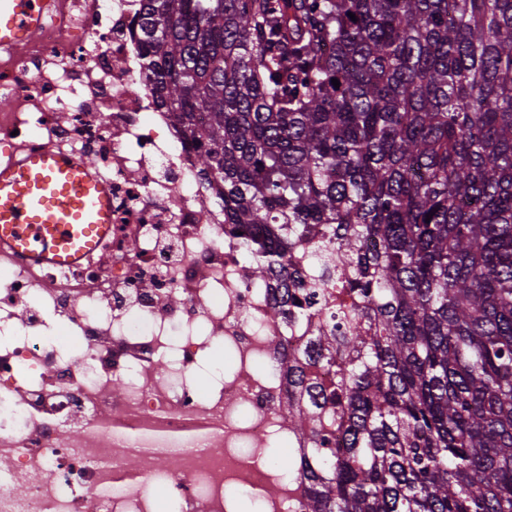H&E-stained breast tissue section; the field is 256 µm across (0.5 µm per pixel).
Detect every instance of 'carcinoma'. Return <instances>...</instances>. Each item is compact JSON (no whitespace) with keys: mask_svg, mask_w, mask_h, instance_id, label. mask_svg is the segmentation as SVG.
I'll use <instances>...</instances> for the list:
<instances>
[{"mask_svg":"<svg viewBox=\"0 0 512 512\" xmlns=\"http://www.w3.org/2000/svg\"><path fill=\"white\" fill-rule=\"evenodd\" d=\"M142 2L159 107L310 333L303 512H512V0Z\"/></svg>","mask_w":512,"mask_h":512,"instance_id":"carcinoma-1","label":"carcinoma"}]
</instances>
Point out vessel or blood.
Returning <instances> with one entry per match:
<instances>
[{
  "label": "vessel or blood",
  "instance_id": "obj_1",
  "mask_svg": "<svg viewBox=\"0 0 512 512\" xmlns=\"http://www.w3.org/2000/svg\"><path fill=\"white\" fill-rule=\"evenodd\" d=\"M51 5L0 0V44L26 46ZM111 227L108 187L91 160L50 150L0 165V249L32 265L70 267L90 258Z\"/></svg>",
  "mask_w": 512,
  "mask_h": 512
}]
</instances>
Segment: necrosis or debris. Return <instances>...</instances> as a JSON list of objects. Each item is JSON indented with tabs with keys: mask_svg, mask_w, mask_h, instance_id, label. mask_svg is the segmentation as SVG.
<instances>
[{
	"mask_svg": "<svg viewBox=\"0 0 512 512\" xmlns=\"http://www.w3.org/2000/svg\"><path fill=\"white\" fill-rule=\"evenodd\" d=\"M140 0H58L0 45V163L89 158L112 233L72 268L0 257V512H297L272 282L247 274L195 149L155 103ZM224 345L229 363L212 347Z\"/></svg>",
	"mask_w": 512,
	"mask_h": 512,
	"instance_id": "necrosis-or-debris-1",
	"label": "necrosis or debris"
}]
</instances>
